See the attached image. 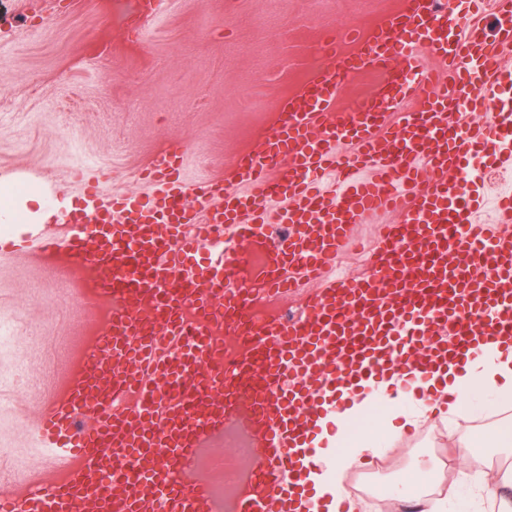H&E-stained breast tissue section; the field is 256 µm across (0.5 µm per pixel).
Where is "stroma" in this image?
<instances>
[{
  "label": "stroma",
  "mask_w": 512,
  "mask_h": 512,
  "mask_svg": "<svg viewBox=\"0 0 512 512\" xmlns=\"http://www.w3.org/2000/svg\"><path fill=\"white\" fill-rule=\"evenodd\" d=\"M401 0H167L151 16L134 0H0V177L13 194L40 190L51 208L79 204L91 185L102 199L152 197L140 170L185 137L184 177L221 176L235 158L272 133L280 101L308 78V59L323 34L344 53L347 25L368 29ZM394 211L352 225L347 246L328 271L349 278L367 271ZM43 269L20 259L0 267V296L14 297L23 318L12 345L0 348V374L26 362L44 379L62 365L61 342H75L85 322L67 313ZM497 415L427 420L388 440L378 455L349 471L360 491L370 481L389 488L426 467L425 499L459 512L484 496L492 473L512 467L490 439ZM479 440L461 462L449 429ZM460 502L445 503L448 485Z\"/></svg>",
  "instance_id": "stroma-1"
}]
</instances>
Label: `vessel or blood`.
Returning <instances> with one entry per match:
<instances>
[{
	"label": "vessel or blood",
	"mask_w": 512,
	"mask_h": 512,
	"mask_svg": "<svg viewBox=\"0 0 512 512\" xmlns=\"http://www.w3.org/2000/svg\"><path fill=\"white\" fill-rule=\"evenodd\" d=\"M469 2L490 9L493 29L446 0H403L356 35L358 52L327 48L273 133L225 176L187 183L177 144L142 172L152 200L107 205L92 190L54 231L0 225V265L57 269L88 323L48 390L0 383V406L41 461L0 480V512H298L320 406L384 366L427 373L477 337L512 340V236L476 223L473 190L475 159L512 168V112L496 108L512 0ZM400 57L395 85L339 106L351 75ZM465 113L486 119L459 122ZM380 210L403 220L384 229L368 273L307 295L299 318L253 317L249 288L230 283L237 244L251 241L267 254L265 289L294 293ZM271 218L290 228L276 243ZM242 423L248 473L228 501L215 477L233 461L224 434Z\"/></svg>",
	"instance_id": "obj_1"
}]
</instances>
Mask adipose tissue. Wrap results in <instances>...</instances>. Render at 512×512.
Segmentation results:
<instances>
[{
    "label": "adipose tissue",
    "instance_id": "obj_1",
    "mask_svg": "<svg viewBox=\"0 0 512 512\" xmlns=\"http://www.w3.org/2000/svg\"><path fill=\"white\" fill-rule=\"evenodd\" d=\"M347 406L321 414L313 446L321 462L306 473L311 494L303 512H360L344 483L346 473L375 453L388 436L403 434L421 419L459 412L479 415L512 410V349L480 346L462 367L415 381L393 371L351 388Z\"/></svg>",
    "mask_w": 512,
    "mask_h": 512
}]
</instances>
